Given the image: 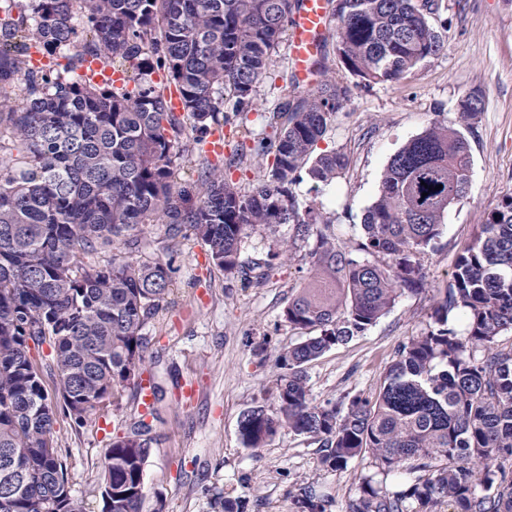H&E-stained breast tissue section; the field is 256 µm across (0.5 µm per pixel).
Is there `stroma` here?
<instances>
[{"label":"stroma","instance_id":"35a3bbf8","mask_svg":"<svg viewBox=\"0 0 512 512\" xmlns=\"http://www.w3.org/2000/svg\"><path fill=\"white\" fill-rule=\"evenodd\" d=\"M433 22L448 29L446 51L395 83L357 86L335 39L327 40L320 56L321 78L350 87L351 95L316 150L344 152L350 164L331 185L318 187L306 178L295 190L321 208L337 244L350 251L362 239V222L389 158L430 123L454 121L460 96L484 91L485 109L470 138V191L450 207L433 248L420 255V289L405 292L364 334L307 364L310 394L319 403H345L379 391L399 347L432 326L457 258L489 209L512 197V0H442ZM293 78L283 41L256 88L255 112L238 119L225 151L271 135L259 115L304 97ZM138 237L143 257L172 261L176 269L166 308L145 328L149 345L142 375L156 388L153 408L142 409L139 388L131 385L119 406L105 408L80 427L58 416L53 430L72 492L88 512H100L106 448L138 420L151 440L143 512H212L217 494L247 500L248 512H296L295 501L306 489L328 500L327 512H345L361 476H374L390 488L413 480L405 466L380 473L368 454L342 468L324 467L318 441L286 430L254 451L238 441L237 423L245 410L276 405L277 354L306 336L281 314L306 283L313 262L309 246L291 249L264 283L247 286L244 276H255L266 259L259 234L248 238L240 256L243 271L235 275L214 265L197 240L168 239L164 225H141Z\"/></svg>","mask_w":512,"mask_h":512}]
</instances>
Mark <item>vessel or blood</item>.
<instances>
[{
  "label": "vessel or blood",
  "mask_w": 512,
  "mask_h": 512,
  "mask_svg": "<svg viewBox=\"0 0 512 512\" xmlns=\"http://www.w3.org/2000/svg\"><path fill=\"white\" fill-rule=\"evenodd\" d=\"M327 16L328 0H303L291 18L290 52L299 87H311L316 81L317 59L330 35Z\"/></svg>",
  "instance_id": "1"
}]
</instances>
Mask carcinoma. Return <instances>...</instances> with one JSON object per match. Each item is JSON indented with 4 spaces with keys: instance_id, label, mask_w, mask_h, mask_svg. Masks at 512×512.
<instances>
[{
    "instance_id": "obj_1",
    "label": "carcinoma",
    "mask_w": 512,
    "mask_h": 512,
    "mask_svg": "<svg viewBox=\"0 0 512 512\" xmlns=\"http://www.w3.org/2000/svg\"><path fill=\"white\" fill-rule=\"evenodd\" d=\"M302 0H0V512H86L53 445L58 413L82 426L119 405L148 347L144 329L168 303L172 262L88 255L117 245L140 252L147 222L168 238L203 242L227 274L241 268L249 233L271 237L266 267L314 241L313 282L283 309L288 326L313 334L276 359L277 406L238 420L240 444L266 446L281 430L321 442L331 469L369 453L389 474L412 462L397 490L359 478L346 512H512V197L494 205L458 257L434 309V325L411 338L373 398L338 406L313 401L305 365L364 333L421 284L417 256L441 234L452 204L470 191L479 91L457 102V120L434 122L388 160L364 218L357 251L336 245L314 205L293 187L339 178L348 157H311L350 89L320 84L262 116L275 137L235 149L229 166L273 155L246 191L203 156L207 139L254 110L256 85ZM439 0H337V50L364 86L396 82L438 57L446 35L430 22ZM36 48L53 66L36 67ZM126 74L117 88L81 73L86 57ZM163 73L156 83L152 74ZM176 92L181 108L170 106ZM233 115L224 112V97ZM284 124H279L282 114ZM200 153L198 182L176 186V160ZM442 189L437 190L435 186ZM427 196H422V193ZM290 228L289 240L276 237ZM464 319L463 332L448 323ZM51 349L50 370L70 385L51 393L30 344ZM150 453L146 430L112 440L101 512H140ZM300 512H325L311 492ZM214 512H247L241 498H213Z\"/></svg>"
}]
</instances>
